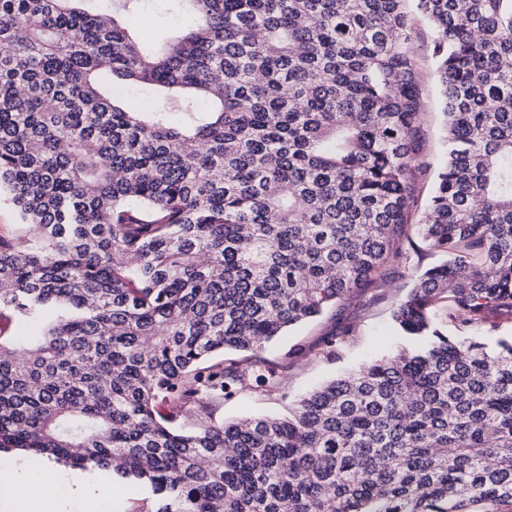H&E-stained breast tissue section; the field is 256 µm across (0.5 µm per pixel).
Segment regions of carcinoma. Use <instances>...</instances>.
<instances>
[{"label":"carcinoma","instance_id":"cac0c4a2","mask_svg":"<svg viewBox=\"0 0 512 512\" xmlns=\"http://www.w3.org/2000/svg\"><path fill=\"white\" fill-rule=\"evenodd\" d=\"M0 0V451L149 483L156 512L512 504V0H416L448 161L417 234L446 257L392 319L412 345L283 417L216 422L251 352L407 260L419 67L406 0ZM164 92L146 108L116 87ZM13 336L15 320L40 322ZM233 350L229 362L214 356ZM143 3V9L139 15L144 14L146 17L152 31L150 37H147L142 29L138 25L137 26L141 30L143 36L148 39L162 38L167 36L170 33V30L174 27H188L193 23V20L190 17L174 14L170 10L168 2H164L162 0H144ZM466 335L487 343L494 342L500 336H512V313L493 311L484 323L466 331Z\"/></svg>","mask_w":512,"mask_h":512}]
</instances>
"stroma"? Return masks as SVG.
<instances>
[{"instance_id":"obj_1","label":"stroma","mask_w":512,"mask_h":512,"mask_svg":"<svg viewBox=\"0 0 512 512\" xmlns=\"http://www.w3.org/2000/svg\"><path fill=\"white\" fill-rule=\"evenodd\" d=\"M433 30L423 17H416L412 46L419 63L424 110L420 115V157L427 165L416 182V202L411 211L412 229L421 222L447 158L445 116L432 58ZM441 255L427 249L409 253L405 268L388 274L368 288L350 293L313 321L290 328L283 336L264 344L257 354L275 372L276 390L245 391L216 407V418L227 421L253 414L286 413L288 405L303 393L347 371L383 357L395 355L405 344L392 320L394 306L403 300L419 275L440 263ZM335 338L333 351L324 342ZM116 492L107 502V512H157L160 497L145 483L114 478Z\"/></svg>"}]
</instances>
